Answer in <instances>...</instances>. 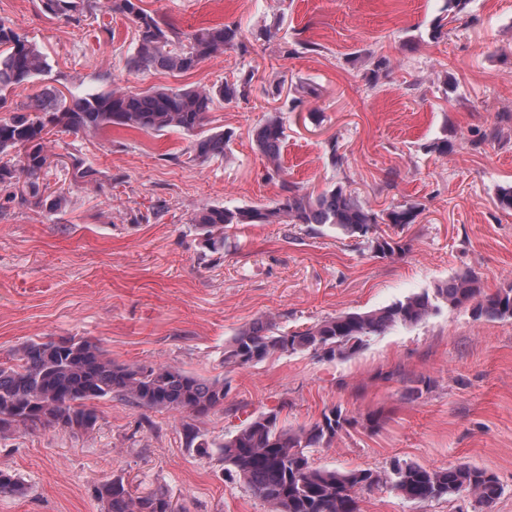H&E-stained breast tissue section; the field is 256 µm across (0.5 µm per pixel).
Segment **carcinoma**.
I'll return each mask as SVG.
<instances>
[{
  "mask_svg": "<svg viewBox=\"0 0 512 512\" xmlns=\"http://www.w3.org/2000/svg\"><path fill=\"white\" fill-rule=\"evenodd\" d=\"M42 11L64 20L85 16L89 0H40ZM114 11L136 24L137 50L128 60L135 71L160 69L190 72L203 62L239 43L238 25L219 24L185 35L143 9L138 0H111ZM51 71L46 53L0 20V105L7 96ZM253 74L210 88L151 87L137 92L114 89L103 93L65 95L46 87L24 110L0 118V154L15 162L0 163V185L21 186L9 198L21 205H46L57 210L66 202L61 190L43 182L51 164L50 135L62 127L78 133L113 125L141 132L176 129L193 133L194 157L203 161L224 156L229 138L206 128L208 112L217 103H229L247 94ZM259 152L279 173L285 125L280 115H269L253 130ZM285 195L269 203L229 209L204 205L190 223L206 247H224V230L238 224H318L348 238L369 244L375 257L403 255L410 244L402 238L376 233L377 224L400 230L417 223L415 205L394 206L379 214L355 193L338 185L316 194H301L282 182ZM445 304L469 307L475 319L512 318V286L485 290L481 277L468 271L448 279L434 291L414 293L388 306L340 313L290 331L259 318L232 338L224 349V363L249 366L277 352H313L323 358L348 357L367 338L396 325H415ZM226 386L221 379L206 380L169 365L116 363L93 341L74 336L31 341L0 362V433L12 428L61 427L89 431L97 423L94 402L120 397L137 406L172 410L199 417L224 406ZM385 416L378 411L348 416L334 406L320 419L297 428L280 424L274 411L257 416L224 437V471L246 484L272 512H357L360 492L386 485L406 499L432 501L463 493L486 508L501 496L497 476L486 468L461 463L431 469L416 463H393L390 472L338 471L312 465L309 449L329 447L346 427L362 425L379 431ZM186 445L201 454L209 444L190 424L183 426ZM0 493L24 497L27 487L11 471L0 469ZM106 512H175L167 492L157 489L133 495L123 478L94 486Z\"/></svg>",
  "mask_w": 512,
  "mask_h": 512,
  "instance_id": "obj_1",
  "label": "carcinoma"
}]
</instances>
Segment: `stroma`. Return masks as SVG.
<instances>
[{
	"label": "stroma",
	"mask_w": 512,
	"mask_h": 512,
	"mask_svg": "<svg viewBox=\"0 0 512 512\" xmlns=\"http://www.w3.org/2000/svg\"><path fill=\"white\" fill-rule=\"evenodd\" d=\"M445 0H142L180 31L238 24L242 43L180 76L133 71L129 16L95 3L81 22L43 13L39 0H0V19L40 46L60 90L203 87L252 74L246 97L209 112L230 137L223 158L190 156L191 134L121 127L58 131L45 180L61 211L0 204V361L25 343L58 336L97 342L112 361L170 364L229 392L192 417L120 398L95 404L93 430L16 428L0 435V468L28 489L0 495V512H105L95 485L123 478L163 489L181 512H269L226 478L225 435L271 410L297 427L338 406L381 411L383 428H346L314 466L389 470L392 460L439 469L466 462L492 471L503 493L490 512H512V319H474L440 307L425 321L369 338L353 356L276 353L225 364L228 340L259 318L292 329L342 312L383 307L474 271L486 290L512 286V0H469L449 21ZM388 69L376 71L380 58ZM281 95H272L274 86ZM282 113V177L252 140ZM497 129L495 140L479 134ZM447 140L444 155L424 144ZM89 181L73 177L74 163ZM300 192L346 185L380 212L421 211L406 254L374 257L334 229L251 224L207 249L189 218L203 204L269 203L282 184ZM429 384L410 394L415 381ZM209 442L187 447L184 424ZM358 512H475L469 497L415 502L387 487L363 491Z\"/></svg>",
	"instance_id": "stroma-1"
}]
</instances>
